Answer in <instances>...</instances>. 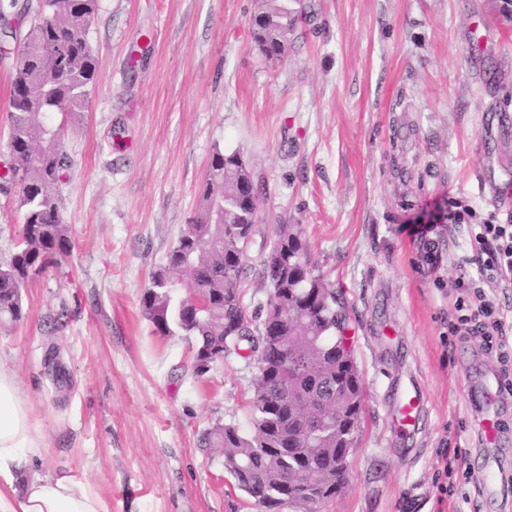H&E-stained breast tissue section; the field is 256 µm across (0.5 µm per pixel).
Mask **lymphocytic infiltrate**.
Segmentation results:
<instances>
[{
	"instance_id": "f902f5d3",
	"label": "lymphocytic infiltrate",
	"mask_w": 512,
	"mask_h": 512,
	"mask_svg": "<svg viewBox=\"0 0 512 512\" xmlns=\"http://www.w3.org/2000/svg\"><path fill=\"white\" fill-rule=\"evenodd\" d=\"M448 223L467 225L473 253L466 259L476 275H462L453 283L458 297L456 315L448 324L450 335L480 338L487 354L499 365L498 388L512 392V345L506 340L507 315L488 296L485 285L512 288V224L500 223L496 213L477 218L475 210L457 199L448 201Z\"/></svg>"
}]
</instances>
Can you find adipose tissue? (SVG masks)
Masks as SVG:
<instances>
[{"label":"adipose tissue","mask_w":512,"mask_h":512,"mask_svg":"<svg viewBox=\"0 0 512 512\" xmlns=\"http://www.w3.org/2000/svg\"><path fill=\"white\" fill-rule=\"evenodd\" d=\"M42 443L14 373L0 367V512H107L86 483L33 470L29 451ZM25 469L30 477L15 489L14 475Z\"/></svg>","instance_id":"ef3b65f1"}]
</instances>
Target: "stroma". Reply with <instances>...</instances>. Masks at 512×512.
Segmentation results:
<instances>
[{
    "instance_id": "35a3bbf8",
    "label": "stroma",
    "mask_w": 512,
    "mask_h": 512,
    "mask_svg": "<svg viewBox=\"0 0 512 512\" xmlns=\"http://www.w3.org/2000/svg\"><path fill=\"white\" fill-rule=\"evenodd\" d=\"M304 4L271 60L252 35L259 0H98L96 85L53 116L73 249L31 276L23 319L0 324V366L44 435L34 465L87 483L108 512H257L201 442L217 423L250 429L255 361L193 376L192 342L155 334L141 307L218 149L241 154L257 189L248 313L267 301L258 271L280 224L302 225L342 302L365 413L349 481L321 512H512V395L485 403L497 363L480 339H448L468 235L429 215L450 197L512 215V15L504 0ZM416 222L436 223L432 252L405 232ZM401 383L423 404L406 434ZM461 459L467 484L442 494Z\"/></svg>"
}]
</instances>
